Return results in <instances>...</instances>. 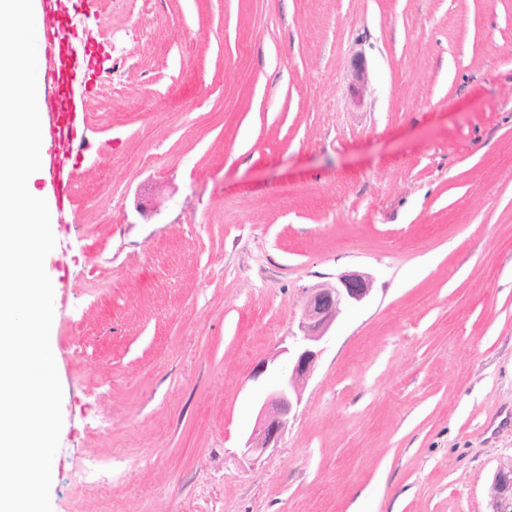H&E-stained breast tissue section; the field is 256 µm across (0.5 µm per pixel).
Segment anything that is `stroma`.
<instances>
[{
  "instance_id": "obj_1",
  "label": "stroma",
  "mask_w": 512,
  "mask_h": 512,
  "mask_svg": "<svg viewBox=\"0 0 512 512\" xmlns=\"http://www.w3.org/2000/svg\"><path fill=\"white\" fill-rule=\"evenodd\" d=\"M45 259L52 512H487L512 458V0H86ZM362 58L368 88L355 105ZM372 278L278 447L307 287ZM112 463L101 492L79 485Z\"/></svg>"
}]
</instances>
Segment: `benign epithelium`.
Returning a JSON list of instances; mask_svg holds the SVG:
<instances>
[{"instance_id":"obj_1","label":"benign epithelium","mask_w":512,"mask_h":512,"mask_svg":"<svg viewBox=\"0 0 512 512\" xmlns=\"http://www.w3.org/2000/svg\"><path fill=\"white\" fill-rule=\"evenodd\" d=\"M366 86V67L359 60L354 64L351 83L356 102L363 100ZM370 292L369 276L356 272L340 274L334 282L307 289L297 331L281 350L284 360L272 373L271 389L262 398L255 426L245 441L247 451L262 453L277 447L324 350L330 328L345 310L363 302ZM488 496L489 512H512V459L498 466Z\"/></svg>"}]
</instances>
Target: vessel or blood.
<instances>
[{"label":"vessel or blood","instance_id":"b4317fda","mask_svg":"<svg viewBox=\"0 0 512 512\" xmlns=\"http://www.w3.org/2000/svg\"><path fill=\"white\" fill-rule=\"evenodd\" d=\"M51 2L45 18V35L58 56V64L47 87L55 104V114L42 131V144L49 157V175L55 183L56 203L61 206L68 198L65 169L67 165L77 163L87 148L81 117L74 104V87L84 80L89 63L67 54L68 9L64 0Z\"/></svg>","mask_w":512,"mask_h":512}]
</instances>
